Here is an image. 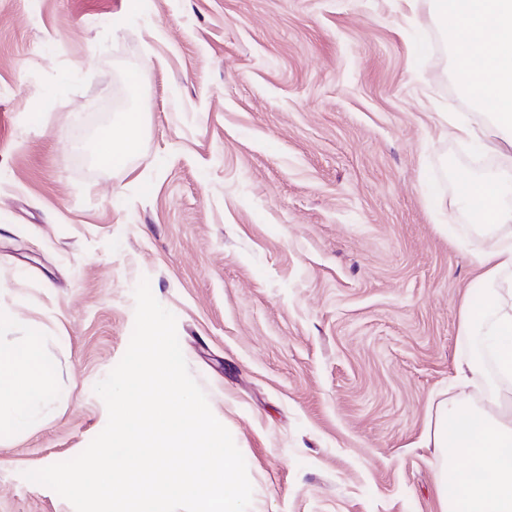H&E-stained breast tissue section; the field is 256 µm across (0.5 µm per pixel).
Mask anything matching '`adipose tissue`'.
<instances>
[{
    "label": "adipose tissue",
    "instance_id": "obj_1",
    "mask_svg": "<svg viewBox=\"0 0 512 512\" xmlns=\"http://www.w3.org/2000/svg\"><path fill=\"white\" fill-rule=\"evenodd\" d=\"M434 8L453 40L458 80L464 91L492 116L488 140L472 127L449 120L448 131L461 140H480L483 149H512V0H434ZM140 113H126L120 128L95 142L98 159L125 166L140 148ZM509 168L494 181L468 180L461 198L479 222L499 231L498 244L478 253L480 282L493 285L492 297L466 295L460 306L459 333L468 337L486 325L499 340L496 371L487 376L481 359L456 364L457 393L441 404L429 423L428 440L445 457L436 474L440 512H512V399L501 384L512 380V211L500 204L512 182ZM483 379L486 408L472 411L462 389ZM55 395L52 368L38 337L13 350L0 349V423L26 424Z\"/></svg>",
    "mask_w": 512,
    "mask_h": 512
}]
</instances>
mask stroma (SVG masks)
Instances as JSON below:
<instances>
[{"instance_id": "stroma-1", "label": "stroma", "mask_w": 512, "mask_h": 512, "mask_svg": "<svg viewBox=\"0 0 512 512\" xmlns=\"http://www.w3.org/2000/svg\"><path fill=\"white\" fill-rule=\"evenodd\" d=\"M134 109L139 153L103 166L91 124ZM448 112L489 124L432 0H0V349L39 331L57 384L0 429V512H74L24 474L105 428L144 278L248 512H439L424 436L495 243L461 186L504 166Z\"/></svg>"}]
</instances>
